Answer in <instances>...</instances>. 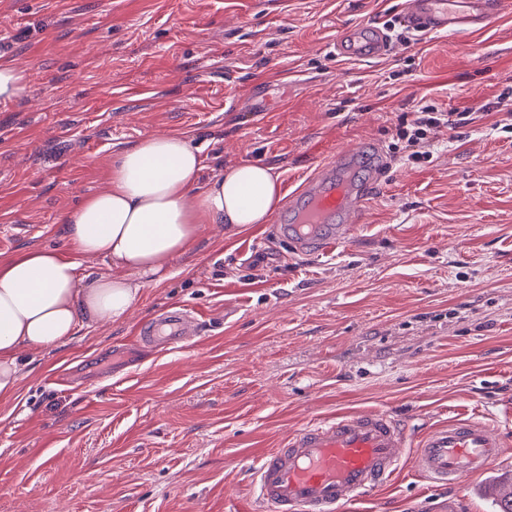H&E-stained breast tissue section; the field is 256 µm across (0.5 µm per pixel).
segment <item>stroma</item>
<instances>
[{
  "label": "stroma",
  "mask_w": 512,
  "mask_h": 512,
  "mask_svg": "<svg viewBox=\"0 0 512 512\" xmlns=\"http://www.w3.org/2000/svg\"><path fill=\"white\" fill-rule=\"evenodd\" d=\"M487 30L392 38L337 57L346 25H385L401 0H0V59L30 77L0 105V259L69 253L61 213L108 184L112 159L185 135L204 177L274 167L282 194L337 151L379 147L387 176L362 227L323 256L273 222L211 225L118 323L23 353L0 399V512H251L260 459L301 427L381 410L411 447L477 416L508 443L488 477L433 488L404 468L352 512H494L512 472V0ZM469 111L427 159L401 160L422 107ZM186 309L202 329L170 350L122 348Z\"/></svg>",
  "instance_id": "obj_1"
}]
</instances>
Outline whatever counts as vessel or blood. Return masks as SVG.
<instances>
[{
	"mask_svg": "<svg viewBox=\"0 0 512 512\" xmlns=\"http://www.w3.org/2000/svg\"><path fill=\"white\" fill-rule=\"evenodd\" d=\"M502 0H404L402 18L419 31L483 32ZM391 51L378 26L345 28L336 52L348 59H374ZM371 164L366 145L333 156L289 197L282 229L296 251L324 255L345 244L357 229L368 198L360 171ZM188 313L173 307L156 317L149 336L164 347L179 344ZM404 428L384 411H357L311 424L272 449L256 471L259 512H347L362 495L390 481L402 464ZM506 443L488 423L469 418L430 428L411 457L413 471L435 487H450L484 475Z\"/></svg>",
	"mask_w": 512,
	"mask_h": 512,
	"instance_id": "b4317fda",
	"label": "vessel or blood"
}]
</instances>
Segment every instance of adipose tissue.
<instances>
[{
	"label": "adipose tissue",
	"instance_id": "obj_1",
	"mask_svg": "<svg viewBox=\"0 0 512 512\" xmlns=\"http://www.w3.org/2000/svg\"><path fill=\"white\" fill-rule=\"evenodd\" d=\"M204 167L183 135L147 137L115 155L106 189L62 214L73 257L27 247L0 261V398L19 391L22 350L52 349L82 327L123 319L146 286L171 276L205 225L243 232L279 209L272 167L244 161L207 180ZM81 255L108 261L111 273H86Z\"/></svg>",
	"mask_w": 512,
	"mask_h": 512
}]
</instances>
